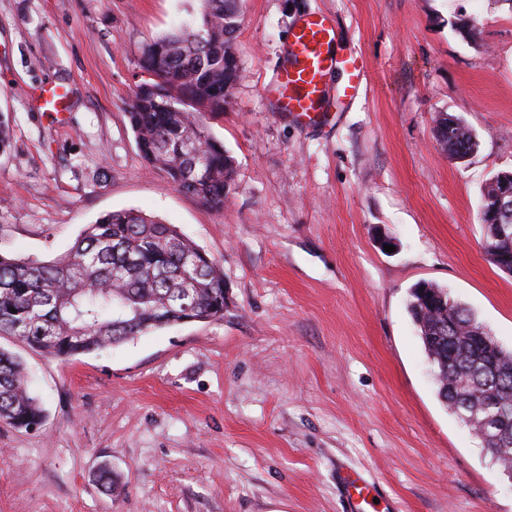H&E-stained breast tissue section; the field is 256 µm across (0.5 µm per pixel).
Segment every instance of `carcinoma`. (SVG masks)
I'll return each instance as SVG.
<instances>
[{
	"mask_svg": "<svg viewBox=\"0 0 512 512\" xmlns=\"http://www.w3.org/2000/svg\"><path fill=\"white\" fill-rule=\"evenodd\" d=\"M241 0H200L199 17L149 44L141 68L148 92H136L128 118L142 159L204 206L224 210L237 166L209 119L224 111L239 78L231 42L242 21ZM464 125L441 143L448 153L479 146ZM483 187L480 221L512 223L492 197L512 190V172ZM408 311L431 364L437 395L461 421L478 422L482 401L475 390L512 408V351L480 349L482 325L448 290L422 282L409 291ZM188 316L224 317V270L220 262L172 224L129 209L88 224L62 255L0 254V335L59 359L88 354L177 324ZM45 419L30 390L22 362L0 349V422L19 430Z\"/></svg>",
	"mask_w": 512,
	"mask_h": 512,
	"instance_id": "carcinoma-1",
	"label": "carcinoma"
}]
</instances>
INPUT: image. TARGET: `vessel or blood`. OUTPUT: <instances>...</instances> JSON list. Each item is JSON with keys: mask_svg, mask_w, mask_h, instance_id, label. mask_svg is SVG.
Masks as SVG:
<instances>
[{"mask_svg": "<svg viewBox=\"0 0 512 512\" xmlns=\"http://www.w3.org/2000/svg\"><path fill=\"white\" fill-rule=\"evenodd\" d=\"M336 38L335 27L323 15L311 13L299 21L288 42L285 61L271 83L281 111L308 119L318 117L326 100V77L335 71L343 75L340 97L358 95L363 85L361 68L354 55L334 52ZM341 483L349 512H364L374 505L363 477L347 474ZM377 508L378 512H391L386 501Z\"/></svg>", "mask_w": 512, "mask_h": 512, "instance_id": "obj_1", "label": "vessel or blood"}]
</instances>
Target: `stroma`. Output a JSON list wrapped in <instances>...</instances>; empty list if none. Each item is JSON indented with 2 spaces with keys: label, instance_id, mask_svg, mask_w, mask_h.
<instances>
[{
  "label": "stroma",
  "instance_id": "1",
  "mask_svg": "<svg viewBox=\"0 0 512 512\" xmlns=\"http://www.w3.org/2000/svg\"><path fill=\"white\" fill-rule=\"evenodd\" d=\"M198 7L0 0V252L50 259L135 209L219 260L225 285L222 319L67 360L0 336L45 410L36 430L0 423V512H346L347 471L399 512H512L407 310L413 285L438 284L512 350V276L478 214L512 170V0H243L240 78L210 121L239 166L220 212L145 166L126 113L145 46ZM311 13L364 70L353 100L328 76L315 120L269 90ZM446 114L478 137L466 161L436 139Z\"/></svg>",
  "mask_w": 512,
  "mask_h": 512
}]
</instances>
